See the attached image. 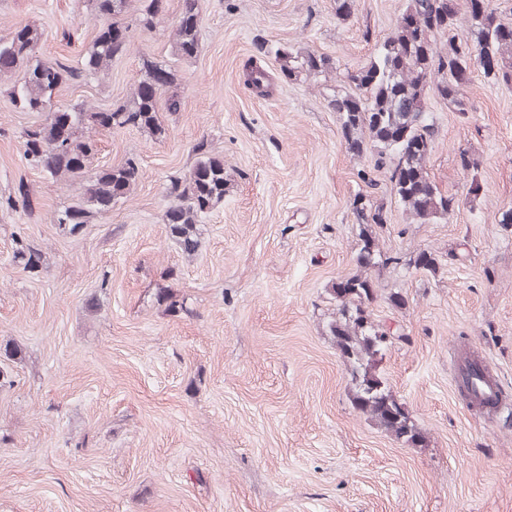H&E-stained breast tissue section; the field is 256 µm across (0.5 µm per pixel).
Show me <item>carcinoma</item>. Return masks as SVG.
<instances>
[{"label":"carcinoma","mask_w":512,"mask_h":512,"mask_svg":"<svg viewBox=\"0 0 512 512\" xmlns=\"http://www.w3.org/2000/svg\"><path fill=\"white\" fill-rule=\"evenodd\" d=\"M130 0H93L97 13L112 18L113 37L95 36L87 47L81 66L62 62L47 63L36 58L34 49L38 33L29 24L15 27L11 35L0 38V72L16 67L26 68L23 82L13 86L12 102L24 111L34 102H42L48 115L44 122L23 131L24 157L33 166L52 177H82L88 180L83 198L57 214L59 224H67L78 232L90 214L106 213L112 204L127 196L141 175L138 164L126 162L94 173L88 170L91 142L78 135L86 123L101 128V113L89 112L81 105L63 110L69 131L62 134L59 113L52 109V96L67 80L79 81L108 70L112 59L121 55L130 42L131 28L151 31L163 12V0H136L132 21L124 18ZM180 10L173 32L174 54L189 59L199 46V0H180ZM469 28L456 32V0H408L402 15L420 21L413 27L399 20L390 36L380 45L373 59L355 72L345 71L346 81L363 95L346 93L329 101L332 111L343 117V137L352 156L371 154L374 167L391 165V192L404 211L418 224L446 220L453 214L456 198L442 193L426 172V161L434 139V123L424 100L427 87L435 86L438 94L457 112L468 111L463 83L472 66V52L488 57L482 66L486 78L495 83L512 85V21L505 18L495 0H484L475 9L465 0ZM448 33L446 49L439 51L433 38ZM282 58L281 71L291 76L302 69L316 80L325 79L337 70L327 56L307 53L295 55L276 51ZM177 74L167 66L149 61L144 64L132 97L111 109L112 128L127 126L146 131L153 137H164L159 123L160 104L171 112L180 108L179 98L169 93L176 86ZM197 158L190 171L169 180L166 211L167 233L187 256L194 255L200 245L199 224L208 210L224 200L226 180L224 158L212 153L199 142ZM467 195L477 198L482 189L479 163L467 169ZM356 221L362 225L385 224L387 212L380 205H366L356 200ZM357 254L358 267L380 270L389 263L372 234L361 231ZM14 263L35 274L42 265L41 252L21 239L16 240ZM349 288L335 281L331 292L336 301V317L329 323L330 335L358 374L355 404L388 433L413 444L424 439L410 420L393 391L379 374L377 365L383 357L387 333L381 323L372 320L366 303L373 285L363 274L347 277Z\"/></svg>","instance_id":"obj_1"}]
</instances>
